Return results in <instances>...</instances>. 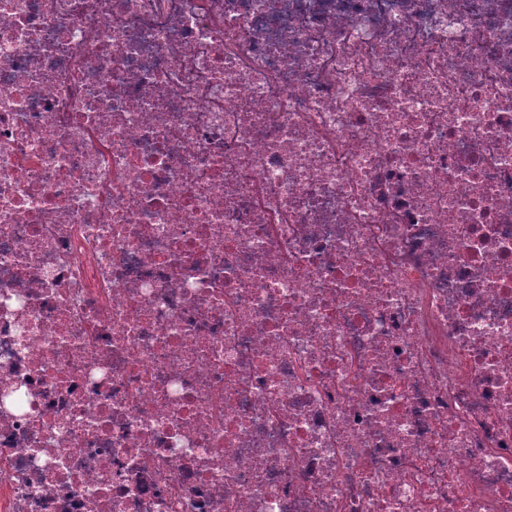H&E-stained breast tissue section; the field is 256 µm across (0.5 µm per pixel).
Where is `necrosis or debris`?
<instances>
[{
	"label": "necrosis or debris",
	"mask_w": 512,
	"mask_h": 512,
	"mask_svg": "<svg viewBox=\"0 0 512 512\" xmlns=\"http://www.w3.org/2000/svg\"><path fill=\"white\" fill-rule=\"evenodd\" d=\"M0 512H512V0H0Z\"/></svg>",
	"instance_id": "necrosis-or-debris-1"
}]
</instances>
